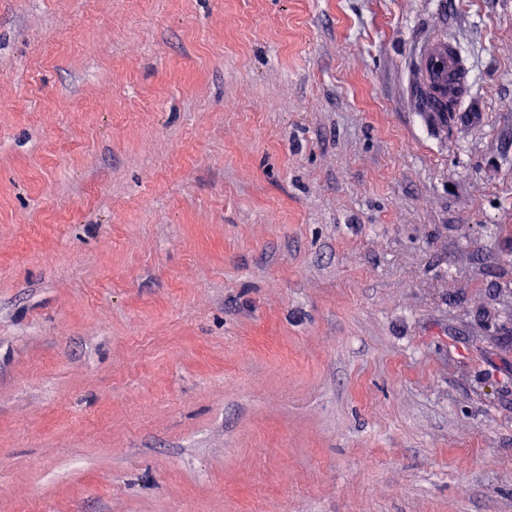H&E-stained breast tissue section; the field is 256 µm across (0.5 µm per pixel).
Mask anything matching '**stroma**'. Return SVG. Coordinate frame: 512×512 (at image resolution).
<instances>
[{
  "instance_id": "1",
  "label": "stroma",
  "mask_w": 512,
  "mask_h": 512,
  "mask_svg": "<svg viewBox=\"0 0 512 512\" xmlns=\"http://www.w3.org/2000/svg\"><path fill=\"white\" fill-rule=\"evenodd\" d=\"M0 512H512V0H0ZM415 69L425 89L426 96L421 102L424 112H441L440 103L448 102L446 109L451 112L453 103H463L464 65L462 56L447 41L431 39L421 45L415 59Z\"/></svg>"
}]
</instances>
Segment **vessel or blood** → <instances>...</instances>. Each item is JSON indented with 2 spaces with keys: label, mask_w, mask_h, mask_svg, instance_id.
I'll use <instances>...</instances> for the list:
<instances>
[{
  "label": "vessel or blood",
  "mask_w": 512,
  "mask_h": 512,
  "mask_svg": "<svg viewBox=\"0 0 512 512\" xmlns=\"http://www.w3.org/2000/svg\"><path fill=\"white\" fill-rule=\"evenodd\" d=\"M415 68L425 89L424 111H437L439 104L461 101L464 93V65L461 55L448 42L424 41L415 59Z\"/></svg>",
  "instance_id": "b4317fda"
}]
</instances>
